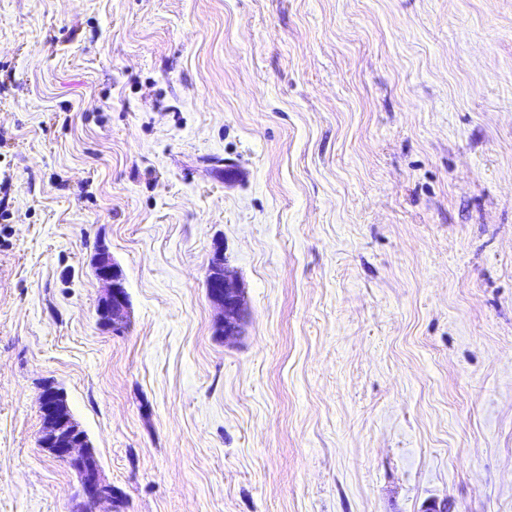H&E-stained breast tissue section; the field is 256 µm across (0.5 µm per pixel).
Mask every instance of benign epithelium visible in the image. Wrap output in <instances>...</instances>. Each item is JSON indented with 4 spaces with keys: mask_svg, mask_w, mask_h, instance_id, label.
Masks as SVG:
<instances>
[{
    "mask_svg": "<svg viewBox=\"0 0 512 512\" xmlns=\"http://www.w3.org/2000/svg\"><path fill=\"white\" fill-rule=\"evenodd\" d=\"M93 268L103 284L98 300V325L114 334L127 329L131 304L121 267L112 259L107 247H97ZM208 298L221 309L216 333L224 337L242 334L245 319L243 294L226 274L224 246L217 242L210 253L206 270ZM42 428L38 445L54 460L72 470L78 478L79 488L71 512H118L123 501L119 492L102 475L94 448L80 424L74 418L64 392L48 382L40 388L38 396Z\"/></svg>",
    "mask_w": 512,
    "mask_h": 512,
    "instance_id": "obj_1",
    "label": "benign epithelium"
}]
</instances>
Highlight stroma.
<instances>
[{"label": "stroma", "instance_id": "stroma-1", "mask_svg": "<svg viewBox=\"0 0 512 512\" xmlns=\"http://www.w3.org/2000/svg\"><path fill=\"white\" fill-rule=\"evenodd\" d=\"M48 379L126 512H512V0H0V512ZM205 282L208 298L221 309L216 333L224 338L241 335L245 319L244 297L226 274L224 246L220 242L214 244L210 253ZM93 268L103 284V294L98 300L96 317L98 325L113 334H120L130 322L131 304L121 267L112 259L107 247H97Z\"/></svg>", "mask_w": 512, "mask_h": 512}]
</instances>
